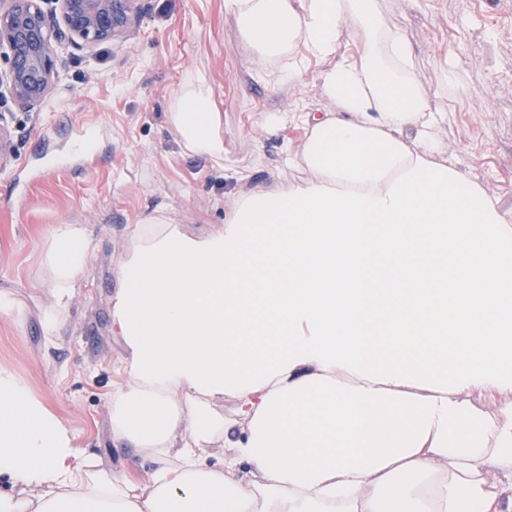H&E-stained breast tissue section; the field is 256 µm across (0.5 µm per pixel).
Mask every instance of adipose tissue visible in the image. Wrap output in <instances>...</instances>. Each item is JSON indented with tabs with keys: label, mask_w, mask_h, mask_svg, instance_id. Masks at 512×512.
Segmentation results:
<instances>
[{
	"label": "adipose tissue",
	"mask_w": 512,
	"mask_h": 512,
	"mask_svg": "<svg viewBox=\"0 0 512 512\" xmlns=\"http://www.w3.org/2000/svg\"><path fill=\"white\" fill-rule=\"evenodd\" d=\"M224 6L259 61L301 46L322 63L339 114L302 115L287 156L312 177L236 195L206 235L159 207L131 227L110 405L112 441L138 463L77 450L0 367V512H512V224L443 159L445 114L411 45L374 0ZM169 123L223 159L202 87ZM87 260L82 225H56L47 334ZM227 395L231 420L213 406Z\"/></svg>",
	"instance_id": "adipose-tissue-1"
}]
</instances>
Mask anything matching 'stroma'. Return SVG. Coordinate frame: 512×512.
I'll return each instance as SVG.
<instances>
[{"mask_svg":"<svg viewBox=\"0 0 512 512\" xmlns=\"http://www.w3.org/2000/svg\"><path fill=\"white\" fill-rule=\"evenodd\" d=\"M138 31L91 56L76 53L37 108L0 100L10 150L0 156V292L26 310L23 325L0 318V367L12 370L71 427L75 443L105 467L131 461L113 446L108 395L118 381L120 340L110 326L116 271L128 229L163 204L168 222L191 235L223 224L235 194L308 178L285 163L304 130L298 111L332 112L319 61L293 60L299 84L278 90L243 39L224 0H145ZM389 28L415 49L417 78L447 114L444 157L480 183L512 220V0H376ZM454 64L457 80L445 82ZM204 81L222 117L224 160L186 151L168 123L184 86ZM285 117L278 133L265 125ZM84 124L91 147L74 151L61 127ZM80 175H73V167ZM57 224L87 231L88 262L67 318L45 335L53 301L43 255Z\"/></svg>","mask_w":512,"mask_h":512,"instance_id":"obj_1","label":"stroma"}]
</instances>
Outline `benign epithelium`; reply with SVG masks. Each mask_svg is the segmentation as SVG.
<instances>
[{
	"mask_svg": "<svg viewBox=\"0 0 512 512\" xmlns=\"http://www.w3.org/2000/svg\"><path fill=\"white\" fill-rule=\"evenodd\" d=\"M145 0H0V89L22 108L40 105L62 81L72 50L93 53L125 39L142 20Z\"/></svg>",
	"mask_w": 512,
	"mask_h": 512,
	"instance_id": "7a95c632",
	"label": "benign epithelium"
}]
</instances>
